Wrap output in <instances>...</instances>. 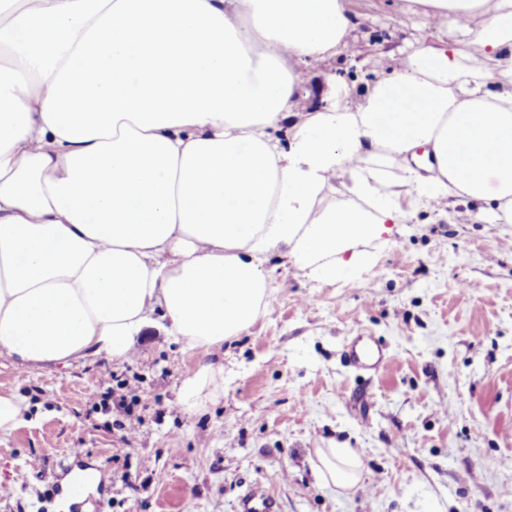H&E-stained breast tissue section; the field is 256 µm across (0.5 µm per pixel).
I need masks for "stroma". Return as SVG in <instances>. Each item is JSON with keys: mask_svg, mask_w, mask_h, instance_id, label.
<instances>
[{"mask_svg": "<svg viewBox=\"0 0 512 512\" xmlns=\"http://www.w3.org/2000/svg\"><path fill=\"white\" fill-rule=\"evenodd\" d=\"M392 0H350L358 54L326 64L357 93L379 54L447 41V26L396 16ZM411 203L370 262L322 281L272 249L268 310L213 354L224 388L186 410L181 386L201 359L149 312L127 360L105 357L22 371L0 356V393L23 419L0 430V512H237L265 487L280 512H512V224ZM479 284L471 301L459 286ZM373 336L389 350L356 375L345 346ZM133 400L128 420L107 394ZM103 484L81 504L51 497L71 449ZM360 452L362 485L323 481L317 451Z\"/></svg>", "mask_w": 512, "mask_h": 512, "instance_id": "35a3bbf8", "label": "stroma"}]
</instances>
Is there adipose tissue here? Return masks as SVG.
I'll list each match as a JSON object with an SVG mask.
<instances>
[{"label": "adipose tissue", "mask_w": 512, "mask_h": 512, "mask_svg": "<svg viewBox=\"0 0 512 512\" xmlns=\"http://www.w3.org/2000/svg\"><path fill=\"white\" fill-rule=\"evenodd\" d=\"M416 4L456 39L304 113L311 69L355 47L348 0H0V355L125 360L158 308L203 355L191 411L224 379L209 354L271 302L272 248L333 281L404 197L512 224V0L393 10ZM337 183L348 200L325 203ZM318 460L324 481L360 483L352 449Z\"/></svg>", "instance_id": "ef3b65f1"}]
</instances>
